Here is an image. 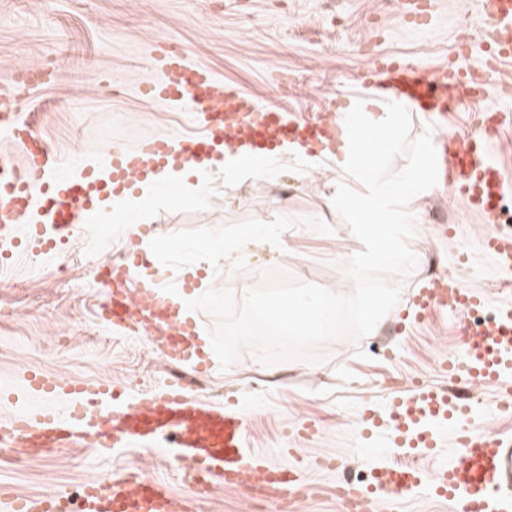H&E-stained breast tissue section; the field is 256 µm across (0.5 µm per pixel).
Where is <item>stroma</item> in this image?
<instances>
[{
	"instance_id": "35a3bbf8",
	"label": "stroma",
	"mask_w": 512,
	"mask_h": 512,
	"mask_svg": "<svg viewBox=\"0 0 512 512\" xmlns=\"http://www.w3.org/2000/svg\"><path fill=\"white\" fill-rule=\"evenodd\" d=\"M477 20L474 0H444L436 20L424 28L411 27L394 4L381 0H0V95L13 88L21 65L50 62L57 82L30 91L18 110L65 164L76 168L116 143L194 132L186 113L141 93L155 74L151 48L157 40L179 46L260 101L279 102L307 116L331 96L343 113L362 102L363 77L377 58L428 67L457 62L461 27ZM281 69L296 85L285 100L272 83ZM116 79L124 85L118 98L108 92ZM505 84L512 85V63L491 80L484 103L509 116L490 154L512 181V98L503 97ZM445 129L469 137V113L458 108L436 124L413 109L399 113L388 129L397 147L374 158L375 178L390 185L402 173H419L430 141ZM335 177L334 159H304L291 152L258 168L228 161L200 179L172 175L147 196L134 189L113 203L99 239L87 230L72 236L64 259H45L36 270L30 264L35 250L18 252L0 267V308L12 311L0 317V385L20 383L31 373L120 385L128 373L140 371L145 381L153 380V373L143 369L145 341L99 326L104 292L94 284L97 265L130 248L152 256L155 265L169 271L173 285L198 276L220 289L228 271L245 280L256 269L291 274L296 263L304 262L311 267L309 282L326 289L341 283L353 291L344 266L363 245L328 199L326 185ZM451 221L469 239V287L483 290L491 305L512 302V275L479 251L484 230L479 215L459 203ZM257 224H288L296 234L284 249L248 242ZM408 244L418 267L408 276L386 278L400 287L399 303L368 336L318 346L320 362L256 366L243 351L224 369L209 348L203 371L189 363L174 367L176 376L191 380L198 397L214 404L238 402L253 431L252 449L275 460L282 449H297L314 486L298 512H338L337 480L348 472L369 475L373 465L387 460L384 449L355 444L364 410L383 409L414 382L442 379L437 365L457 341L458 320L438 313L427 324L413 325L411 297L425 281L422 264L429 253L440 254L449 268L463 255L449 250L447 238L423 228ZM217 246L228 248L229 261L212 259ZM77 321L86 342L57 349L55 331L71 330ZM388 348L393 357L385 356ZM393 377L398 385H390ZM304 421L313 423L317 435L301 442L294 430ZM323 458L337 460L339 470L318 467ZM135 468L174 491L187 489L161 448H129L104 457L64 447L24 459L10 448L0 449V493L75 495L87 481H107L113 473Z\"/></svg>"
}]
</instances>
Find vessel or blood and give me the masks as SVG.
I'll list each match as a JSON object with an SVG mask.
<instances>
[{
  "instance_id": "1",
  "label": "vessel or blood",
  "mask_w": 512,
  "mask_h": 512,
  "mask_svg": "<svg viewBox=\"0 0 512 512\" xmlns=\"http://www.w3.org/2000/svg\"><path fill=\"white\" fill-rule=\"evenodd\" d=\"M435 0H414L405 15L410 24L431 22ZM493 39L485 48L483 67L497 74L512 61V0H489ZM156 75L145 93L189 113L193 134L150 135L133 145H116L99 163L64 171L59 153L20 113L0 109V137L12 150L0 152V260L33 247L52 253L58 239L71 237L81 224L103 211L107 201L123 195L138 180L163 170L187 166L209 171L224 154L245 162L271 159L291 145L320 157L334 155L344 136L366 154L365 133L347 134L342 114L319 112L303 117L275 104L263 105L232 84L218 85L215 72L181 51L153 48ZM364 86L375 99L389 91L411 101L428 102L439 115L454 108L449 86L469 89V71L461 65L429 69L391 57L376 60ZM473 146L451 139L442 145L440 165L451 176L454 199L491 212V195L512 188L492 161L474 163ZM480 250L500 268L512 267V231L487 223ZM147 256L124 254L101 260L105 300L101 311L114 331L145 337L168 363H205L203 352L191 353L182 338L192 335L166 291L162 278L143 280ZM468 265L439 283L426 284L413 298V322L453 311L460 318L454 357L441 365L444 384L414 383L410 392L388 402L381 412L365 410L362 421L379 435L394 457L373 474L374 489L347 485L337 492L342 512H400L408 493L420 491L447 502L451 512H512V310L498 311L481 330L467 319L489 304L479 290L466 286ZM475 383L495 389L497 403L486 408L462 393ZM27 402L0 421V447L13 448L18 437L41 449L68 444L103 452L149 448L169 442L177 463L194 462L211 484L262 495L269 512L301 501L308 493L298 461H271L249 447L250 424L236 404L212 405L196 399L188 381L168 380L151 394L130 395L104 382L68 381L31 374L20 386L0 387V402L16 391ZM449 454L422 481L420 460ZM193 492L177 494L150 477L113 478L107 487L86 485L79 497L67 494L0 498V512H187Z\"/></svg>"
}]
</instances>
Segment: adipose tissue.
<instances>
[{
  "label": "adipose tissue",
  "instance_id": "ef3b65f1",
  "mask_svg": "<svg viewBox=\"0 0 512 512\" xmlns=\"http://www.w3.org/2000/svg\"><path fill=\"white\" fill-rule=\"evenodd\" d=\"M337 172L354 173L364 188L359 197V212L365 218L378 217L386 224H412L417 219L415 199L429 195L432 181L411 174H401L394 190H386L371 176L367 158L357 155L351 147L341 148L336 155Z\"/></svg>",
  "mask_w": 512,
  "mask_h": 512
}]
</instances>
